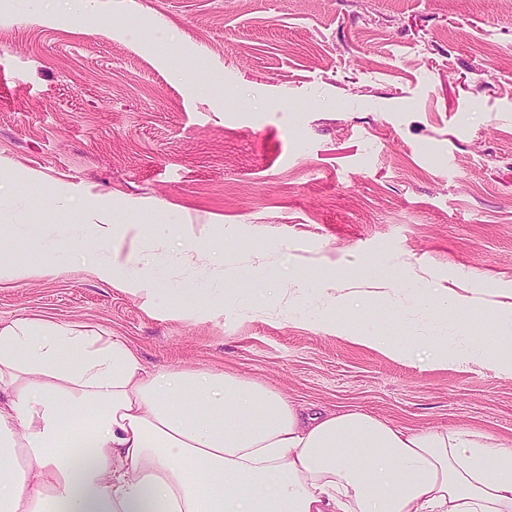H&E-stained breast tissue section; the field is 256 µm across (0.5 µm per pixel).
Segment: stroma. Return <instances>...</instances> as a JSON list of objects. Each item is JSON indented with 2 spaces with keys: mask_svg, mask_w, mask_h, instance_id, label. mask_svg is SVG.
<instances>
[{
  "mask_svg": "<svg viewBox=\"0 0 512 512\" xmlns=\"http://www.w3.org/2000/svg\"><path fill=\"white\" fill-rule=\"evenodd\" d=\"M168 38L173 56L153 40ZM0 325L45 320L124 340L152 371L231 374L318 410L512 448V372L489 319L432 317L419 290L512 307V5L507 0H0ZM131 225L151 293L95 273L86 208ZM28 224L59 248L32 252ZM223 256L224 281L197 275ZM138 266L125 269L133 277ZM355 272V321L322 281L290 317L276 288ZM483 350L439 366L430 344ZM347 337L353 343L361 346L370 347L393 356L403 355V350L399 344L390 340L387 336L359 333L357 336Z\"/></svg>",
  "mask_w": 512,
  "mask_h": 512,
  "instance_id": "stroma-1",
  "label": "stroma"
}]
</instances>
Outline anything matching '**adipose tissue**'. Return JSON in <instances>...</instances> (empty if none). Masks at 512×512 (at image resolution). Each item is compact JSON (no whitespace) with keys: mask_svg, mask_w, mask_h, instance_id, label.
Masks as SVG:
<instances>
[{"mask_svg":"<svg viewBox=\"0 0 512 512\" xmlns=\"http://www.w3.org/2000/svg\"><path fill=\"white\" fill-rule=\"evenodd\" d=\"M0 512H512V449L0 326Z\"/></svg>","mask_w":512,"mask_h":512,"instance_id":"obj_1","label":"adipose tissue"}]
</instances>
